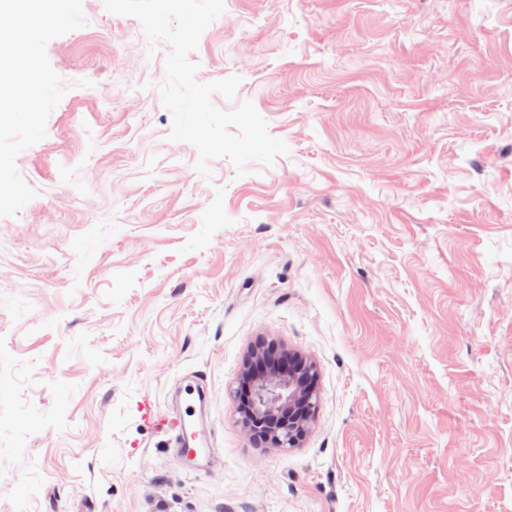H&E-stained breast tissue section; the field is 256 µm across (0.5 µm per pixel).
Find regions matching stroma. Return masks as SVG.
Wrapping results in <instances>:
<instances>
[{
	"label": "stroma",
	"mask_w": 512,
	"mask_h": 512,
	"mask_svg": "<svg viewBox=\"0 0 512 512\" xmlns=\"http://www.w3.org/2000/svg\"><path fill=\"white\" fill-rule=\"evenodd\" d=\"M83 11L0 217V512H512V0H228L195 78L289 152L208 179L169 45ZM271 344L317 374L288 448L240 411ZM197 401L201 409L204 401L203 392L197 380L191 379L181 386L177 410L179 416L169 419L166 422L168 428L174 433L175 441L182 448H187V454L195 460L197 456L196 449L191 445L196 439L193 432L189 431V423L197 414Z\"/></svg>",
	"instance_id": "35a3bbf8"
}]
</instances>
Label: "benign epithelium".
Returning a JSON list of instances; mask_svg holds the SVG:
<instances>
[{
	"label": "benign epithelium",
	"instance_id": "obj_1",
	"mask_svg": "<svg viewBox=\"0 0 512 512\" xmlns=\"http://www.w3.org/2000/svg\"><path fill=\"white\" fill-rule=\"evenodd\" d=\"M246 384L242 412L248 432L263 434L273 448L295 446L316 409L312 367L290 358L279 369L246 375Z\"/></svg>",
	"mask_w": 512,
	"mask_h": 512
}]
</instances>
